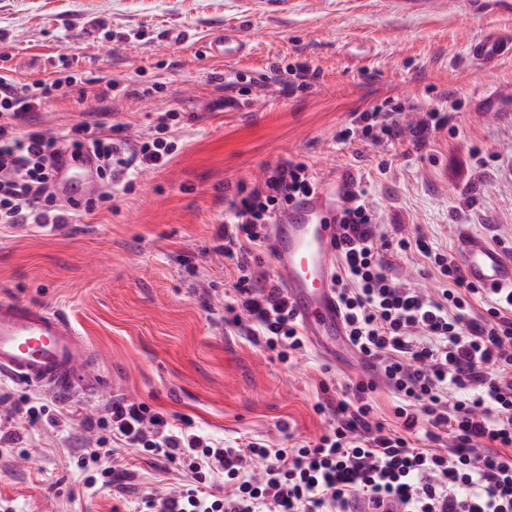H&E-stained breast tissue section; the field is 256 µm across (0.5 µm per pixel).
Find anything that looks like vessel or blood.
Returning <instances> with one entry per match:
<instances>
[{"instance_id": "vessel-or-blood-1", "label": "vessel or blood", "mask_w": 512, "mask_h": 512, "mask_svg": "<svg viewBox=\"0 0 512 512\" xmlns=\"http://www.w3.org/2000/svg\"><path fill=\"white\" fill-rule=\"evenodd\" d=\"M246 45L232 34H218L207 45L217 61L242 54ZM470 55L484 66L512 56V39L487 33L472 39ZM56 185L62 201L75 189L97 186L93 155L63 156ZM356 189L353 176L343 175L311 197L291 203L270 225L267 244L275 270L302 326L304 336L332 349L343 336V317L330 283L336 263L337 213L344 197ZM461 267L466 279L489 288H512V259L483 238L460 239ZM89 347L72 322L50 308L15 301H0V375L57 397L82 393L92 397L108 388L109 378L88 361Z\"/></svg>"}]
</instances>
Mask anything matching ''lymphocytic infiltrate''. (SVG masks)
I'll return each mask as SVG.
<instances>
[{"mask_svg": "<svg viewBox=\"0 0 512 512\" xmlns=\"http://www.w3.org/2000/svg\"><path fill=\"white\" fill-rule=\"evenodd\" d=\"M58 87L0 75L1 224L71 223L172 153L174 112L159 113L134 144L115 140L98 121L75 123L59 137L29 129L32 113ZM64 148L94 153L107 192L59 203L56 159ZM318 188L304 164L283 161L263 182L239 188L219 231L220 249L238 273L224 323L284 361L304 354L307 340L257 250L278 214ZM381 239L373 203L355 190L340 216L332 285L351 348L379 376L349 380L342 397L316 403L331 419L325 434L286 448L253 437L228 443L190 420L177 424L146 403L116 398L96 421L104 437L74 462L86 485L123 493L129 472L114 451L131 448L158 470L174 466L185 476L168 493L143 497L141 512H349L360 499L393 501L400 512H512V289L473 285L453 254L433 251L420 235L400 238L399 250H416L440 276L442 289L424 293L388 275ZM381 382L396 399L392 426L374 414ZM71 415L41 397L25 399L6 415L0 444L11 440L12 422L62 428ZM219 477L220 496L212 491Z\"/></svg>", "mask_w": 512, "mask_h": 512, "instance_id": "f902f5d3", "label": "lymphocytic infiltrate"}]
</instances>
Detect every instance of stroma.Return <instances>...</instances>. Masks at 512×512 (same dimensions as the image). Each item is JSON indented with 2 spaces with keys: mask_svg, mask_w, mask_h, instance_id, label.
<instances>
[{
  "mask_svg": "<svg viewBox=\"0 0 512 512\" xmlns=\"http://www.w3.org/2000/svg\"><path fill=\"white\" fill-rule=\"evenodd\" d=\"M171 29L188 41L166 42ZM489 30L512 36V0H0V75L63 81L35 129L57 135L101 114L135 139L157 113L180 115L170 160L111 206L52 230L0 224V300L66 315L94 366L116 378L73 399L69 428L16 425V446L0 449V500L12 512H138L139 496L178 486L177 470L122 449L131 493L85 489L72 461L97 434L83 421L115 398L189 417L226 441L246 434L285 447L289 436L323 434L321 384L343 395L364 364L342 347L283 362L226 329L236 270L215 246L227 203L288 159L321 181L354 174L385 239L421 234L454 253L472 233L512 247V57L489 69L468 56L470 37ZM224 31L242 34L245 55H206ZM303 65L317 70L314 87L285 91ZM230 78L235 106L211 110ZM389 104L398 140L340 139L353 113ZM434 108L454 118L416 149L408 130ZM383 257L395 278L439 288L421 256Z\"/></svg>",
  "mask_w": 512,
  "mask_h": 512,
  "instance_id": "obj_1",
  "label": "stroma"
}]
</instances>
